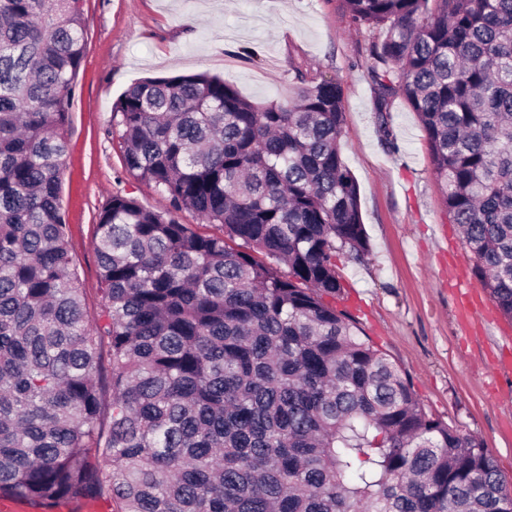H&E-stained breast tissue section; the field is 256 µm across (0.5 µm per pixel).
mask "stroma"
<instances>
[{
	"label": "stroma",
	"mask_w": 512,
	"mask_h": 512,
	"mask_svg": "<svg viewBox=\"0 0 512 512\" xmlns=\"http://www.w3.org/2000/svg\"><path fill=\"white\" fill-rule=\"evenodd\" d=\"M87 51L76 79L62 203L90 310H98L96 216L112 194L153 210L167 200L124 166L112 108L148 77L206 73L248 100L287 97L296 73L343 87L341 153L355 176L371 251L341 260L337 308L405 370L426 409L483 439L512 495V323L473 272L448 218L421 124L404 101L381 141L368 32L345 0H85Z\"/></svg>",
	"instance_id": "35a3bbf8"
}]
</instances>
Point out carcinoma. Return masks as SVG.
<instances>
[{"label":"carcinoma","mask_w":512,"mask_h":512,"mask_svg":"<svg viewBox=\"0 0 512 512\" xmlns=\"http://www.w3.org/2000/svg\"><path fill=\"white\" fill-rule=\"evenodd\" d=\"M376 112H416L451 223L512 322V0H346ZM84 0H0V498L52 512H512L483 440L429 413L349 312L370 253L343 89L266 106L207 74L113 108L126 170L87 306L62 204ZM189 210L220 232L182 224Z\"/></svg>","instance_id":"obj_1"}]
</instances>
